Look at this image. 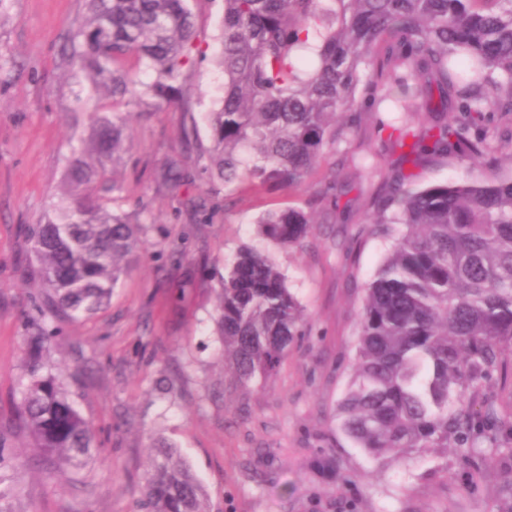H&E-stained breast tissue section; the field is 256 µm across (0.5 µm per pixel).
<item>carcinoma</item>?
<instances>
[{"mask_svg": "<svg viewBox=\"0 0 512 512\" xmlns=\"http://www.w3.org/2000/svg\"><path fill=\"white\" fill-rule=\"evenodd\" d=\"M72 31L70 62L114 100L193 111L180 82L207 57L187 0H86ZM138 67L154 74L136 93ZM220 106L200 176L217 191L245 181L315 190L336 205L332 168L314 182L325 150L348 141L344 112L395 101L401 127L391 151L423 168L467 163L453 180L412 186L391 163L360 233L388 242L357 322L353 375L338 427L375 461L446 448L471 475L512 459V0H224ZM128 113H96L70 162L60 199L30 231L45 310L71 319L105 307L142 246L140 213L109 207L122 190L107 170L130 146ZM183 186L181 160L160 175ZM311 214L289 207L257 220V233L297 248ZM215 324L224 369L236 387L267 383L306 335L304 310L273 258L239 250L224 269ZM498 374L505 400L478 412L466 401ZM37 455L62 469L85 467L95 435L57 377L33 371L17 406ZM0 512L14 487L1 469ZM139 512H210L206 486L179 449L153 440Z\"/></svg>", "mask_w": 512, "mask_h": 512, "instance_id": "1", "label": "carcinoma"}]
</instances>
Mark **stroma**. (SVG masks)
Instances as JSON below:
<instances>
[{"label": "stroma", "instance_id": "35a3bbf8", "mask_svg": "<svg viewBox=\"0 0 512 512\" xmlns=\"http://www.w3.org/2000/svg\"><path fill=\"white\" fill-rule=\"evenodd\" d=\"M190 8L210 57L182 77L195 101L184 113L113 102L69 65L64 48L85 0H0V439L27 462L12 512H137L155 435L181 449L213 512H498L512 462L476 478L438 451L379 463L337 429L364 288L387 249L360 233L374 215L365 206L378 181L372 159L388 153L377 115L351 128L365 168L337 203L352 220L315 224L299 248L266 246L254 220L289 206L321 210L312 193L257 182L209 195L200 180L176 195L160 187L170 157L200 164L224 86L212 59L224 2L191 0ZM94 112L129 115L132 146L113 172L122 187L114 204L140 213L142 256L96 314L44 316L28 230L53 204ZM199 195L212 221L187 206ZM244 246L268 250L308 315L306 336L261 390L229 389L212 320L220 277ZM45 333L53 340L44 357L66 363L60 382L94 427L98 451L78 473L46 469L14 420Z\"/></svg>", "mask_w": 512, "mask_h": 512}]
</instances>
